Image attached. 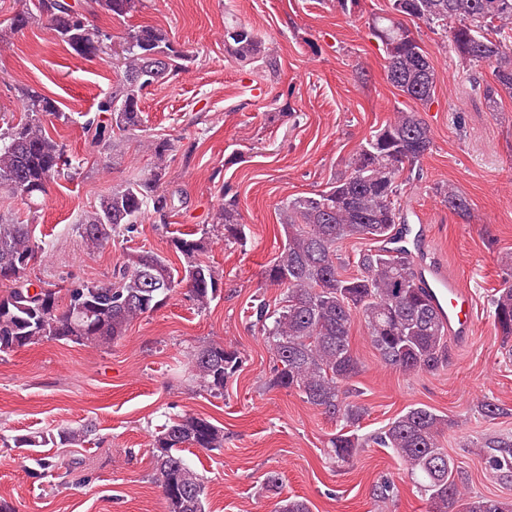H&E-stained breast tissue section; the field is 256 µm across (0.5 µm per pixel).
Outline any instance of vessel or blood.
I'll return each instance as SVG.
<instances>
[{"label": "vessel or blood", "instance_id": "vessel-or-blood-1", "mask_svg": "<svg viewBox=\"0 0 512 512\" xmlns=\"http://www.w3.org/2000/svg\"><path fill=\"white\" fill-rule=\"evenodd\" d=\"M421 276L425 288L445 316L454 339L467 341L471 333L473 311L469 292L456 279L443 274L437 262L423 266Z\"/></svg>", "mask_w": 512, "mask_h": 512}]
</instances>
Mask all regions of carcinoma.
Listing matches in <instances>:
<instances>
[{"mask_svg": "<svg viewBox=\"0 0 512 512\" xmlns=\"http://www.w3.org/2000/svg\"><path fill=\"white\" fill-rule=\"evenodd\" d=\"M141 2L85 0L76 6L67 0H34L35 12L14 15L9 30L0 29V38L38 18L58 41L83 57L84 43L110 37L91 25L88 16L125 17ZM404 17L442 31L469 69H491L492 81L478 87L488 106L496 107L504 94L512 97V0H389L388 11L372 18L369 29L385 53L387 80L424 106L434 98L436 70L402 22ZM122 46L120 79L84 123L92 134L91 144L100 149L109 147L115 134L142 127L140 103L146 89L141 75L148 73L152 85H161L189 61L165 32L151 25L128 27ZM224 47L242 63L264 59L261 41L243 25L224 27ZM19 98L24 119L0 132V194L33 202L46 193L49 183L79 169L81 160L66 154L46 131L45 117L59 115L56 101L32 88L22 89ZM148 148L155 159L151 172L113 186L81 216L78 230L89 246L108 242L120 227L133 230L147 211L166 223L172 197L163 189V179L172 144L159 138L149 141ZM430 148V130L419 111H400L365 138L327 189L290 198L282 208L286 243L265 270V278L286 289L285 304L272 313L264 304L256 309L259 323L272 320L265 328L276 359L270 385L298 392L307 403L343 422L344 430L331 441L341 463L351 461L366 445L353 430L367 412L355 400L353 388V379L362 370L350 345L355 321L363 323L367 341L381 360L405 374L436 373L448 366V324L422 287L411 252L390 247L404 233L396 225L406 224L398 203L405 169ZM440 195L448 209L460 216L470 214L467 197L450 188L440 189ZM215 223L224 227V238H245L236 199L222 204ZM347 240L371 242L360 253L356 275L344 274L338 257ZM172 243L184 258L182 268L153 251L128 252L113 281L75 284L67 289V302L61 306L56 291L27 278L37 254L29 225L0 218V353L44 340L109 346L182 283L198 305L206 307L217 296L220 279L198 260L205 239L175 238ZM492 305L501 342L512 343L511 281L496 289ZM239 364L237 351L211 342L193 354L190 368L203 386L221 394ZM444 425L445 419L432 408L413 405L371 442L391 449L404 463L432 512H512V505L501 499L466 495L461 470L440 444ZM87 434L86 428H67L58 436L61 444L73 446L83 443ZM190 446L219 450L224 447V430L205 417L186 415L159 431L154 471L168 512H206L204 483L180 454ZM483 448L486 469L497 481L511 484L512 439L490 438ZM264 488L275 499L274 512H310L305 500L281 496L276 472L266 474Z\"/></svg>", "mask_w": 512, "mask_h": 512, "instance_id": "obj_1", "label": "carcinoma"}]
</instances>
